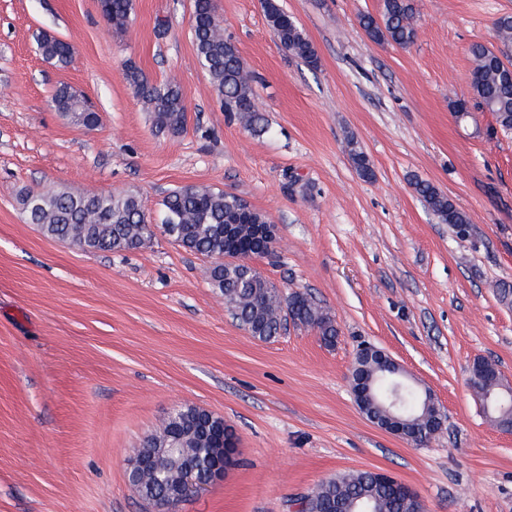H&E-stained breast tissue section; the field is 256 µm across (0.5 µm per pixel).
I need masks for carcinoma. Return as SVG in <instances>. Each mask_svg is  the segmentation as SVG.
Masks as SVG:
<instances>
[{
  "label": "carcinoma",
  "mask_w": 512,
  "mask_h": 512,
  "mask_svg": "<svg viewBox=\"0 0 512 512\" xmlns=\"http://www.w3.org/2000/svg\"><path fill=\"white\" fill-rule=\"evenodd\" d=\"M266 20L273 36L285 52L317 67V55L310 40L297 23L281 8L278 0H262ZM100 12L117 32L126 28L132 0H101ZM359 23L366 35L377 43H393L407 47L417 37V19L413 0H383L381 16L364 14ZM191 35L196 60L208 74L221 98L224 111L237 114L250 130L265 129L264 118L255 103L254 77L244 68L237 46L224 33L214 0H194ZM494 37L502 44H512V15H503L494 25ZM39 50L42 56L62 66L72 61L73 47L44 34ZM472 60L471 88L473 100L492 113L498 128L512 131V69L492 49L474 43L469 49ZM125 79L134 95L152 114L155 130L177 135L185 127V105L180 88L172 83L157 84L134 64L125 69ZM52 106L72 122L87 128L99 122L98 113L67 87H59L52 95ZM351 162L358 174L369 180L374 172L367 156L354 142L348 143ZM415 191L430 211L456 234H468L470 220L466 212L432 183L414 182ZM242 198L233 193L209 187L185 186L170 191L163 201L162 223H174L171 240L185 250L212 260L207 268L211 287L222 297L238 325L252 337L269 341L276 338L291 320L297 325L319 332L332 344L338 335L334 320L306 293L281 295L278 288L260 275L247 274V267L224 262V252L231 244L224 238V226L237 225L239 245L256 256L271 253L256 238L252 225L267 223L266 217L251 210L247 221L241 219ZM21 205L31 224L54 240H70L84 251H123L136 249L154 236L141 202L133 194H78L65 188L28 191ZM443 415L440 407H432L412 425V434L429 440ZM217 416L188 406L168 425L147 436L139 449L145 471L139 476L140 496L156 505L172 493L170 481L154 472L152 449L164 445L168 437H179L192 451L195 468L206 474L217 460L216 442L210 434ZM301 512H416V503L386 483L375 480L372 471L360 470L328 478L303 498Z\"/></svg>",
  "instance_id": "1"
}]
</instances>
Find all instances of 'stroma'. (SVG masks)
I'll list each match as a JSON object with an SVG mask.
<instances>
[{
    "instance_id": "stroma-1",
    "label": "stroma",
    "mask_w": 512,
    "mask_h": 512,
    "mask_svg": "<svg viewBox=\"0 0 512 512\" xmlns=\"http://www.w3.org/2000/svg\"><path fill=\"white\" fill-rule=\"evenodd\" d=\"M314 45L310 68L275 42L262 0H215L268 123L228 115L199 66L192 0H133L113 32L98 0H0V512H157L130 486L127 460L170 412L224 418L239 463L178 512H299L320 482L385 470L427 512H512V433L483 414L474 361L512 384V134L491 113L458 118L471 97L468 48L512 62L493 23L512 0H414L418 38L371 40L361 15L382 0H280ZM50 33L75 49L39 53ZM134 63L176 81L186 128L157 133L124 78ZM71 86L100 123L51 106ZM374 176L358 175L349 141ZM432 182L470 218L466 237L412 187ZM184 185L235 193L278 227L260 273L312 296L335 320L325 345L288 326L262 342L238 326L205 278L208 259L163 233L143 247L88 252L45 237L25 190L135 194L153 222ZM373 344L431 390L446 414L425 446L357 408L349 375ZM39 50L44 58L55 61L62 66L72 61L73 47L60 39L43 34L38 43Z\"/></svg>"
}]
</instances>
